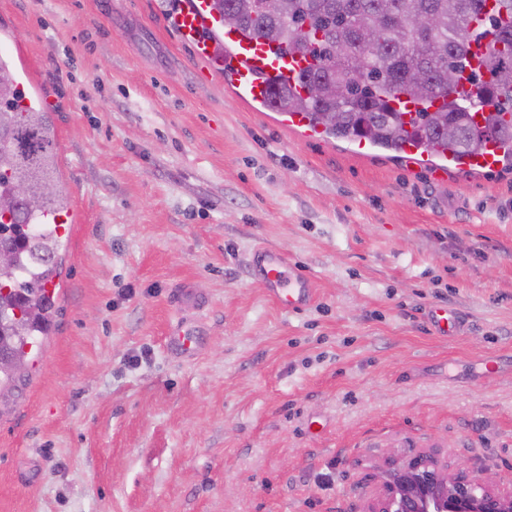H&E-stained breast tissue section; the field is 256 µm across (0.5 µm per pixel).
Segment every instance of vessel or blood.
<instances>
[{
	"mask_svg": "<svg viewBox=\"0 0 512 512\" xmlns=\"http://www.w3.org/2000/svg\"><path fill=\"white\" fill-rule=\"evenodd\" d=\"M173 27L182 42L193 47L205 73L231 76L240 96L263 105L271 84L296 86L299 72L306 68L303 57L288 54L275 44L258 39L234 24L222 23L212 8V0H184L177 9ZM501 149L495 142L457 162L459 169L495 170L501 167ZM254 266L267 293L283 307L300 310L313 296V283L282 256L262 249L256 252ZM441 336L459 333L462 323L453 311L434 310L429 317Z\"/></svg>",
	"mask_w": 512,
	"mask_h": 512,
	"instance_id": "vessel-or-blood-1",
	"label": "vessel or blood"
}]
</instances>
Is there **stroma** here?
Instances as JSON below:
<instances>
[{"instance_id": "1", "label": "stroma", "mask_w": 512, "mask_h": 512, "mask_svg": "<svg viewBox=\"0 0 512 512\" xmlns=\"http://www.w3.org/2000/svg\"><path fill=\"white\" fill-rule=\"evenodd\" d=\"M176 7L0 0L80 229L0 398V512H361L349 487L423 448L512 484V171L437 180L310 140L200 81ZM259 247L311 279L308 308L268 295ZM437 308L458 335L433 334Z\"/></svg>"}]
</instances>
